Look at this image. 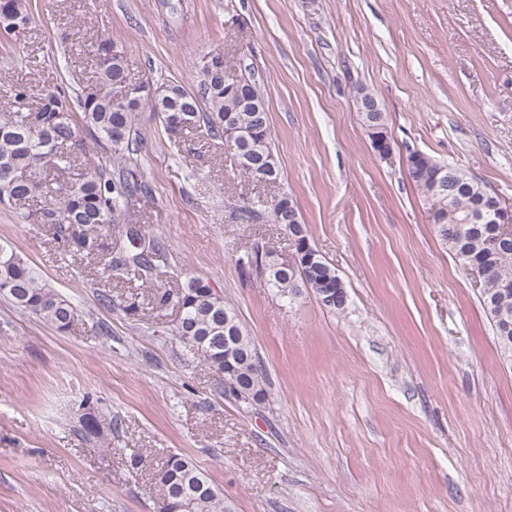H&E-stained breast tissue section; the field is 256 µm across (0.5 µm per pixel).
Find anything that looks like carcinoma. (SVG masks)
<instances>
[{"mask_svg": "<svg viewBox=\"0 0 512 512\" xmlns=\"http://www.w3.org/2000/svg\"><path fill=\"white\" fill-rule=\"evenodd\" d=\"M9 4V12L0 15V34L23 30L31 21L26 0H9ZM97 52L104 53L107 62L98 68L95 82L81 89L75 108L59 88L41 91L35 110L28 105L32 95L28 86L13 89L12 111L0 117V205L41 200L33 223L54 226L55 240L64 251L90 258L98 275L108 283L115 276L144 285L158 276L167 255L159 238L143 233L141 225L126 219L129 202L151 193L140 165L136 112L147 108L157 113L167 134L175 139L201 126L221 138L235 130L238 142L232 156L237 165L245 158L275 183L280 167L272 149L268 106L262 85L252 74L227 80L212 75L210 64L224 65V53L219 50L198 58L196 94L178 84L162 83L153 88L137 85L131 95L120 99L116 91L131 86L124 57L110 40L100 42ZM354 102L367 128L386 127L385 113L379 109L370 112L366 107L377 103L369 90L358 88ZM85 131L112 151L118 174L107 176L106 169L86 152ZM407 163L440 239L462 263L484 267L487 280L480 301L503 356L512 358V294L500 298L496 288L498 280L512 279V230L499 235L494 247H486L482 236L485 225L474 223L475 211L487 197L481 184L453 166L454 179L438 197L433 185L446 164L419 151L408 153ZM284 203L299 212L291 197L280 194L276 205L267 199H252L242 209V216L252 219L266 215L270 223L287 231L294 252L307 248L316 253L315 260L290 277L273 268L272 260L256 247L239 259L240 266L283 297L294 299L310 290L327 310L344 311L348 304L344 281L311 245L302 216H297L299 233L290 230L288 212L278 208ZM1 246L6 251L0 255V295L57 331L68 330L76 316L71 303L43 279L13 243L1 239ZM151 301L158 308H177L180 318L173 335L224 383L241 389L230 395L244 402L252 396L267 395L264 370L251 337L223 294L207 281L190 278L175 290L156 288ZM227 339L235 351L228 363L224 360ZM157 483L162 491L160 512H228L221 489L187 457L171 455L158 472Z\"/></svg>", "mask_w": 512, "mask_h": 512, "instance_id": "obj_1", "label": "carcinoma"}]
</instances>
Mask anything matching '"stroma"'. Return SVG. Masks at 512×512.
Returning <instances> with one entry per match:
<instances>
[{
  "label": "stroma",
  "mask_w": 512,
  "mask_h": 512,
  "mask_svg": "<svg viewBox=\"0 0 512 512\" xmlns=\"http://www.w3.org/2000/svg\"><path fill=\"white\" fill-rule=\"evenodd\" d=\"M28 4L32 24L0 38V104L18 84L76 95L106 38L133 83L194 92L196 58L218 49L229 75L251 67L264 87L281 178L252 181L202 128L171 147L156 113L138 115L152 192L130 211L165 244L154 284L223 291L265 369L252 405L187 354L175 307L126 315L130 284L102 287L51 225L0 207V239L77 312L61 333L0 297V512H159L174 453L231 512H512V360L406 167L426 153L512 209V0ZM360 87L387 116L392 160L372 148ZM283 193L345 282L343 312L282 299L240 267L258 243L291 253L278 225L240 216ZM87 398L111 428H85Z\"/></svg>",
  "instance_id": "stroma-1"
}]
</instances>
